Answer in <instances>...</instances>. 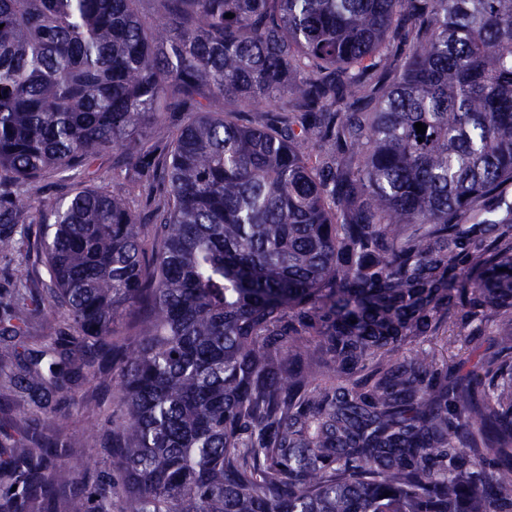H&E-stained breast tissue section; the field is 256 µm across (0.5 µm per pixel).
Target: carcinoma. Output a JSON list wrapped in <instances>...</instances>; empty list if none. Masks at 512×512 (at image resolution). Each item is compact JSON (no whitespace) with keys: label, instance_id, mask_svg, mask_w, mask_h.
Segmentation results:
<instances>
[{"label":"carcinoma","instance_id":"cac0c4a2","mask_svg":"<svg viewBox=\"0 0 512 512\" xmlns=\"http://www.w3.org/2000/svg\"><path fill=\"white\" fill-rule=\"evenodd\" d=\"M110 150L165 186L158 239L128 193L36 208L47 293L0 301V360L43 418L0 512H512V336L397 358L447 305L512 317V0H0V252L26 183ZM29 306L68 332L32 349ZM108 374L79 478L51 402ZM177 123L178 121L175 119L157 122L140 142V150L145 153L158 154L161 148L171 142Z\"/></svg>","mask_w":512,"mask_h":512}]
</instances>
